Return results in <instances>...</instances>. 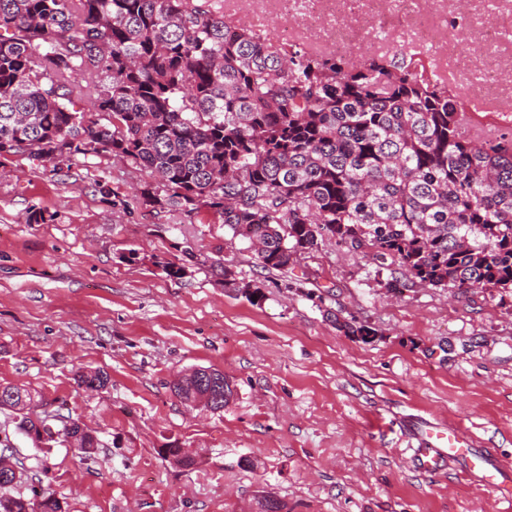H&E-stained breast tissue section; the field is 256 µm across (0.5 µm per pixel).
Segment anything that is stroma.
Returning a JSON list of instances; mask_svg holds the SVG:
<instances>
[{"instance_id": "1", "label": "stroma", "mask_w": 512, "mask_h": 512, "mask_svg": "<svg viewBox=\"0 0 512 512\" xmlns=\"http://www.w3.org/2000/svg\"><path fill=\"white\" fill-rule=\"evenodd\" d=\"M471 45L445 75L481 104L489 50ZM149 181L105 153L53 179L33 158L0 165V385L62 407L101 442L83 461L11 433L20 493L42 485L66 512H257L262 491L283 512H508L461 462L418 469L412 429L456 426L512 467V298L391 293L388 270L328 238L267 270L208 213L139 205ZM34 208L48 222L27 223ZM187 250L184 274L167 276L163 262ZM247 284L263 300L249 301ZM340 319L376 334L361 341ZM195 367L223 371V411L174 395ZM84 368L107 385L80 386ZM174 446L192 467L160 456Z\"/></svg>"}]
</instances>
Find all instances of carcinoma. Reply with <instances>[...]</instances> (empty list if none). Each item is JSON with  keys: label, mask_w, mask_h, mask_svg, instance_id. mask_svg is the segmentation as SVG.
I'll use <instances>...</instances> for the list:
<instances>
[{"label": "carcinoma", "mask_w": 512, "mask_h": 512, "mask_svg": "<svg viewBox=\"0 0 512 512\" xmlns=\"http://www.w3.org/2000/svg\"><path fill=\"white\" fill-rule=\"evenodd\" d=\"M84 108H74V100ZM460 97L410 55L354 63L224 23L221 0H0V162L33 156L52 178L109 153L158 180L139 203L205 208L286 270L326 238L393 265L386 288L512 293V135L474 141ZM366 340L375 329L339 322ZM187 374L175 395L224 410V373ZM89 389L101 370L77 373ZM32 393L0 385V413L51 448L72 425L90 460L94 431ZM159 454L183 467L181 448ZM0 464V512H65Z\"/></svg>", "instance_id": "1"}]
</instances>
